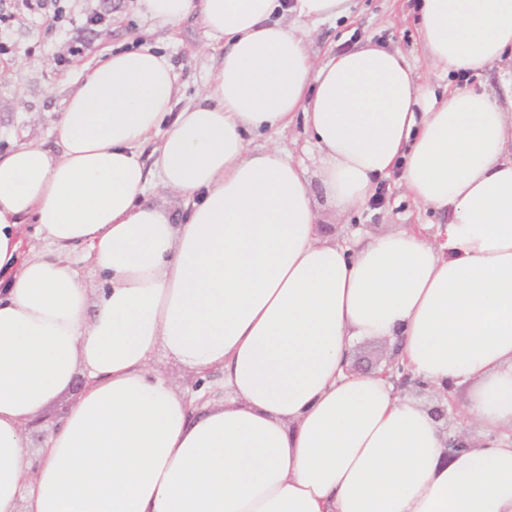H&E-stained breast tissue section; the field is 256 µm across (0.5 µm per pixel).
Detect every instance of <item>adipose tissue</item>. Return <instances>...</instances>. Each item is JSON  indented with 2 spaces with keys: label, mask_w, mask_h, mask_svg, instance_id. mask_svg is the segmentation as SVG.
Wrapping results in <instances>:
<instances>
[{
  "label": "adipose tissue",
  "mask_w": 512,
  "mask_h": 512,
  "mask_svg": "<svg viewBox=\"0 0 512 512\" xmlns=\"http://www.w3.org/2000/svg\"><path fill=\"white\" fill-rule=\"evenodd\" d=\"M136 7L171 27L199 13L222 58L177 113L166 55L110 53L66 99L59 153L0 154V512H512V109L370 42L315 65L310 25L350 0ZM418 7L434 70L512 59V0ZM298 116L312 178L250 147ZM396 169L448 223L321 234L313 181L342 218ZM153 174L180 215L144 202ZM29 222L48 248L22 261ZM374 337L433 394L465 388L471 448L448 454L426 404L351 370ZM160 353L221 368L223 405L177 393ZM79 375L30 455L29 424Z\"/></svg>",
  "instance_id": "ef3b65f1"
}]
</instances>
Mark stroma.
Here are the masks:
<instances>
[{
  "mask_svg": "<svg viewBox=\"0 0 512 512\" xmlns=\"http://www.w3.org/2000/svg\"><path fill=\"white\" fill-rule=\"evenodd\" d=\"M415 0H352L349 17L317 25L314 33V58L323 64L328 55L372 41L389 50L402 52L421 75L431 70L417 40ZM67 22L51 25L49 19L31 14L22 0H0V11L14 14L12 24L0 30V39L8 41L14 52L0 58V71L8 77L0 81V152L30 139H38L49 151H57L55 124L64 100L75 80L100 62L106 51L133 50L151 46L170 59L177 76L175 109L195 100L208 82L221 55L212 50L211 39L198 16H191L170 29L146 22L136 10V0H68ZM99 11L111 19L110 26L88 28L83 17ZM81 41L88 52L78 60L60 67L58 56L69 43ZM454 85L470 86L494 93L500 102L512 97V63L503 62L486 70L480 77L453 74ZM278 146L307 171L315 173L319 154L307 143L301 120H294L289 132H265L253 137L252 148ZM374 198L342 220H334L328 205H321L322 234L343 238L351 230L379 235L408 224H445L444 212L417 209L406 196L399 172L377 180ZM164 369L171 386L180 394L200 399L214 407L224 403V373L214 368L206 374L173 362Z\"/></svg>",
  "mask_w": 512,
  "mask_h": 512,
  "instance_id": "1",
  "label": "stroma"
}]
</instances>
